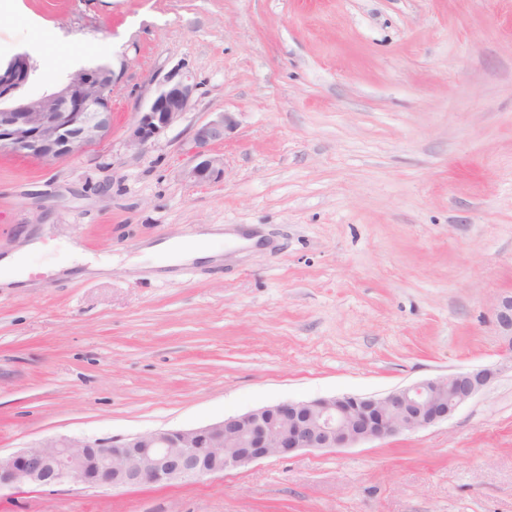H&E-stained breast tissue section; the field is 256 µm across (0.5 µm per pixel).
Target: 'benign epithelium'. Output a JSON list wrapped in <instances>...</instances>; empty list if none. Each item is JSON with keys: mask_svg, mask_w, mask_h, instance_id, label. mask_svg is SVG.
<instances>
[{"mask_svg": "<svg viewBox=\"0 0 512 512\" xmlns=\"http://www.w3.org/2000/svg\"><path fill=\"white\" fill-rule=\"evenodd\" d=\"M34 75L27 54L0 66V150L36 161L61 159L103 140L112 129L116 72L82 70L38 97L22 90ZM197 90L192 73L176 65L157 81L138 112L127 145L143 150L178 125ZM238 126L233 112H214L193 132L192 165L183 177L194 183L224 177L215 145ZM496 327L512 352V291L497 296ZM495 377L488 368L462 370L398 387L380 396L346 394L285 401L191 429H156L103 441L57 437L0 453V488L26 482L89 488L164 487L253 462L284 458L299 450L349 448L416 432L448 420Z\"/></svg>", "mask_w": 512, "mask_h": 512, "instance_id": "1", "label": "benign epithelium"}]
</instances>
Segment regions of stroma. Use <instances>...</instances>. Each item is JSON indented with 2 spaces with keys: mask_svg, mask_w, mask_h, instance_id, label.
<instances>
[{
  "mask_svg": "<svg viewBox=\"0 0 512 512\" xmlns=\"http://www.w3.org/2000/svg\"><path fill=\"white\" fill-rule=\"evenodd\" d=\"M100 53L112 130L73 156L0 151V253L36 224L113 258L0 289V452L119 439L283 401L488 367L441 424L166 488L0 490V512H512V0H0V62ZM177 64L197 91L146 151L128 129ZM232 112L221 181L197 124ZM222 225L256 245L130 272L145 242ZM238 126L235 113L214 112L193 132L192 162L183 170V177L194 183L219 181L224 177V159L213 153L215 145L223 143L227 134ZM496 327L505 348L512 352V291L497 296L494 305Z\"/></svg>",
  "mask_w": 512,
  "mask_h": 512,
  "instance_id": "obj_1",
  "label": "stroma"
}]
</instances>
